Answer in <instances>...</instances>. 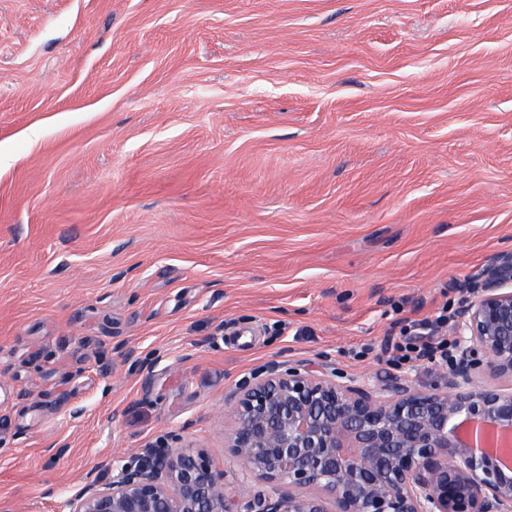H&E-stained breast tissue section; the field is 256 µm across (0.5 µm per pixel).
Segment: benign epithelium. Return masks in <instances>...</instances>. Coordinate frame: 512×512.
I'll return each mask as SVG.
<instances>
[{"instance_id":"7a95c632","label":"benign epithelium","mask_w":512,"mask_h":512,"mask_svg":"<svg viewBox=\"0 0 512 512\" xmlns=\"http://www.w3.org/2000/svg\"><path fill=\"white\" fill-rule=\"evenodd\" d=\"M458 311L440 383L258 372L231 398L227 448L268 490L242 501L179 434L90 472L62 512H512V252Z\"/></svg>"}]
</instances>
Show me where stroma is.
<instances>
[{
	"mask_svg": "<svg viewBox=\"0 0 512 512\" xmlns=\"http://www.w3.org/2000/svg\"><path fill=\"white\" fill-rule=\"evenodd\" d=\"M512 251V0H0V512L377 352ZM370 346L368 355L352 349Z\"/></svg>",
	"mask_w": 512,
	"mask_h": 512,
	"instance_id": "obj_1",
	"label": "stroma"
}]
</instances>
